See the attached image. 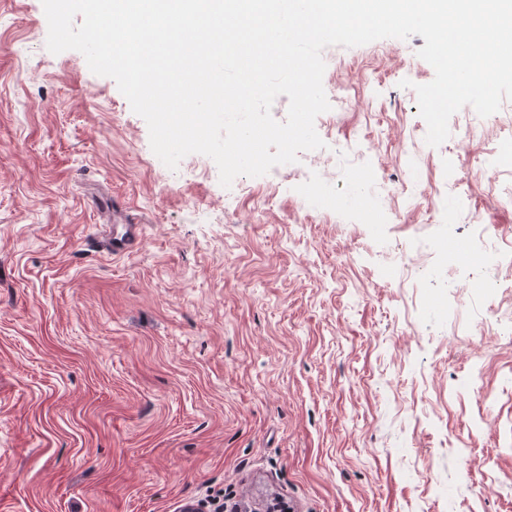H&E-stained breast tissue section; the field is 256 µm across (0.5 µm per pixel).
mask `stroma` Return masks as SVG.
I'll return each instance as SVG.
<instances>
[{"label": "stroma", "mask_w": 512, "mask_h": 512, "mask_svg": "<svg viewBox=\"0 0 512 512\" xmlns=\"http://www.w3.org/2000/svg\"><path fill=\"white\" fill-rule=\"evenodd\" d=\"M47 34L0 0V512H512V101L432 147L422 36L330 46L324 148L226 188ZM124 231L119 233L113 227L112 235L107 239L104 248L112 256L123 255L130 252L140 241L142 237V225L139 224L131 215L125 214Z\"/></svg>", "instance_id": "stroma-1"}]
</instances>
